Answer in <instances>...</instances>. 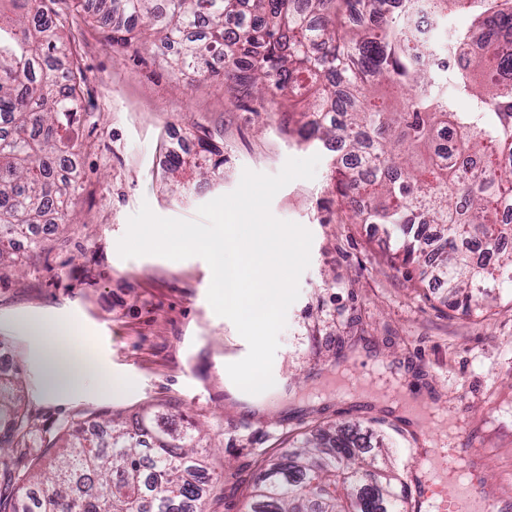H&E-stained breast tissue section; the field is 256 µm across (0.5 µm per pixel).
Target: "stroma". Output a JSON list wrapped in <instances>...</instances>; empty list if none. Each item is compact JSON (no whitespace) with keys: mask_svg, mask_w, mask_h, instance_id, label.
<instances>
[{"mask_svg":"<svg viewBox=\"0 0 512 512\" xmlns=\"http://www.w3.org/2000/svg\"><path fill=\"white\" fill-rule=\"evenodd\" d=\"M86 76L78 152L77 221L42 233L21 274L0 281V351L25 383L38 426L77 413L133 425L153 409L175 425L206 430L214 450L205 512H245L261 466L293 439L326 425L375 429L409 483L440 448L457 449L496 512H512V294L469 312L417 264L390 259L380 225L340 222L329 165L282 188L273 215L307 228L309 267L288 309L272 374L278 389L249 407L226 366L246 341L207 300L212 274L199 257L123 259L117 243L142 205L193 220L199 207L235 190L244 170L276 174L287 159L317 154L300 144V114L256 115L223 79L181 81L171 55L147 33L113 44L82 0H55ZM211 137L224 165L172 189L175 134ZM77 317L103 331L105 359L125 389L55 402L13 327L27 312Z\"/></svg>","mask_w":512,"mask_h":512,"instance_id":"35a3bbf8","label":"stroma"}]
</instances>
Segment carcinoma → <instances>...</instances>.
I'll use <instances>...</instances> for the list:
<instances>
[{"label":"carcinoma","instance_id":"1","mask_svg":"<svg viewBox=\"0 0 512 512\" xmlns=\"http://www.w3.org/2000/svg\"><path fill=\"white\" fill-rule=\"evenodd\" d=\"M96 19L122 44L151 30L178 73L222 77L259 104L302 105L300 141L331 150L341 211L381 224L393 259L417 262L434 245L436 270L469 310L512 287V6L505 0H98ZM438 20L476 11L448 69L408 25L420 3ZM136 17L140 28L126 23ZM65 25L46 0H0V271L35 224H69L85 76ZM491 49L467 55L474 32ZM467 95L469 112L455 110ZM336 113L331 117L330 113ZM172 153L187 166L224 165L204 136ZM0 369V512H204L206 455L197 428L181 434L152 412L135 426L87 434L73 419L48 439ZM406 482L368 436L342 426L304 437L256 477L249 512H408Z\"/></svg>","mask_w":512,"mask_h":512}]
</instances>
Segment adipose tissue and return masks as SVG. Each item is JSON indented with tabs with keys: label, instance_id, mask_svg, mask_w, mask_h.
<instances>
[{
	"label": "adipose tissue",
	"instance_id": "obj_1",
	"mask_svg": "<svg viewBox=\"0 0 512 512\" xmlns=\"http://www.w3.org/2000/svg\"><path fill=\"white\" fill-rule=\"evenodd\" d=\"M15 326L28 342L36 364L46 370L48 398L65 400L87 391L109 396L120 387L108 366L74 347V340L86 332L82 321L33 313L18 318Z\"/></svg>",
	"mask_w": 512,
	"mask_h": 512
}]
</instances>
